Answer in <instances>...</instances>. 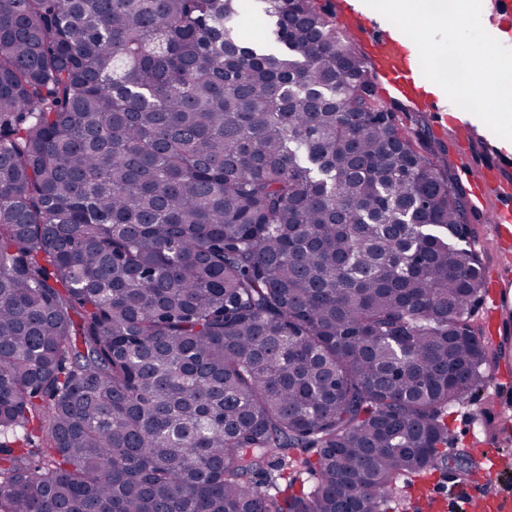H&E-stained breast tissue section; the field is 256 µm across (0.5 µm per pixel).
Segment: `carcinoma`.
<instances>
[{
  "label": "carcinoma",
  "mask_w": 512,
  "mask_h": 512,
  "mask_svg": "<svg viewBox=\"0 0 512 512\" xmlns=\"http://www.w3.org/2000/svg\"><path fill=\"white\" fill-rule=\"evenodd\" d=\"M467 210L318 0H0V512H385L485 387Z\"/></svg>",
  "instance_id": "1"
}]
</instances>
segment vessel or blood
<instances>
[{"label": "vessel or blood", "instance_id": "obj_1", "mask_svg": "<svg viewBox=\"0 0 512 512\" xmlns=\"http://www.w3.org/2000/svg\"><path fill=\"white\" fill-rule=\"evenodd\" d=\"M341 22L356 38L371 45V65L383 76L387 93L400 100L423 95L427 80L408 48L405 34L394 25L361 13L342 15ZM472 194L480 202L490 194L496 197L491 231L503 251L497 267L489 275L494 291L486 322L488 332L494 335L502 330L504 311L512 307V250L506 247L508 238L512 237V193L493 191L486 177L480 175L472 180ZM465 498L469 512H512V489L507 487L493 495L486 487H469Z\"/></svg>", "mask_w": 512, "mask_h": 512}]
</instances>
